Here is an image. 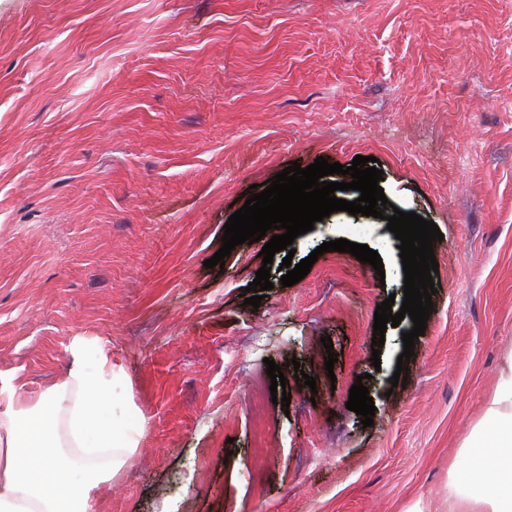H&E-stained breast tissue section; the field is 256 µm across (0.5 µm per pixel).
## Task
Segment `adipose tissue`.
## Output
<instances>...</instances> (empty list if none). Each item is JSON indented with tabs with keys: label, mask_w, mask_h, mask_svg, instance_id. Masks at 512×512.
I'll return each instance as SVG.
<instances>
[{
	"label": "adipose tissue",
	"mask_w": 512,
	"mask_h": 512,
	"mask_svg": "<svg viewBox=\"0 0 512 512\" xmlns=\"http://www.w3.org/2000/svg\"><path fill=\"white\" fill-rule=\"evenodd\" d=\"M95 360H88V350ZM66 380L28 394L0 379V512H95L146 429L132 402L115 406L125 378L105 343L78 336ZM486 437L472 435L458 462L475 491L459 512H512V355L484 415ZM101 457L78 469L69 452Z\"/></svg>",
	"instance_id": "ef3b65f1"
}]
</instances>
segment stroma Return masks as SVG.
I'll return each instance as SVG.
<instances>
[{
  "instance_id": "obj_1",
  "label": "stroma",
  "mask_w": 512,
  "mask_h": 512,
  "mask_svg": "<svg viewBox=\"0 0 512 512\" xmlns=\"http://www.w3.org/2000/svg\"><path fill=\"white\" fill-rule=\"evenodd\" d=\"M358 155L443 235L401 387L411 318L370 361L386 221L331 213L292 258L343 238L384 275L333 251L285 287L279 252L256 308L262 242L204 266L252 185ZM77 336L147 420L95 512H448L512 350V0H0V375L63 380Z\"/></svg>"
}]
</instances>
